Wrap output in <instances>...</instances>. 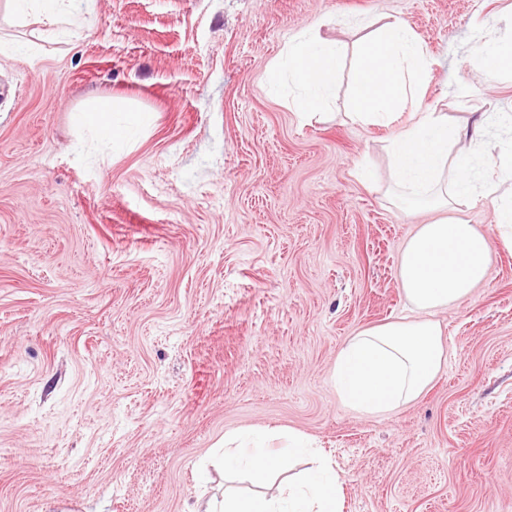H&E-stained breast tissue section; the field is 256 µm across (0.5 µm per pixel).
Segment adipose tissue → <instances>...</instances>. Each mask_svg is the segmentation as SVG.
Masks as SVG:
<instances>
[{"label": "adipose tissue", "instance_id": "1", "mask_svg": "<svg viewBox=\"0 0 512 512\" xmlns=\"http://www.w3.org/2000/svg\"><path fill=\"white\" fill-rule=\"evenodd\" d=\"M20 16L42 18L50 37H65L82 28L85 0H11ZM342 55L340 46L310 33L302 34L284 57L270 68L272 88L289 81L298 94L293 106L302 122L318 117L332 96ZM425 46L406 21L397 19L378 31L361 50L352 86L353 121L392 126L390 139L394 203L402 208L419 203L438 210L460 200L489 198L468 158L449 161L448 147L462 137L446 117L415 113L411 122L394 126V115L430 79ZM494 240L476 225L441 219L418 225L406 241L399 263V281L406 299L418 311L402 319L367 328L339 349L333 381L342 401L361 415H378L417 399L444 367L448 352L432 313L466 299L487 281ZM226 465L246 464L255 477L272 469H289L304 451L299 442L270 446L267 437L252 443L224 439ZM340 483L335 473L314 462L293 489L276 496L228 493L221 506L197 502L189 512H342Z\"/></svg>", "mask_w": 512, "mask_h": 512}]
</instances>
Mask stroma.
Returning a JSON list of instances; mask_svg holds the SVG:
<instances>
[{
  "label": "stroma",
  "instance_id": "obj_1",
  "mask_svg": "<svg viewBox=\"0 0 512 512\" xmlns=\"http://www.w3.org/2000/svg\"><path fill=\"white\" fill-rule=\"evenodd\" d=\"M75 36L39 40L0 0V512H185L225 492L226 434L312 442L343 512H512V249L435 315L449 359L415 402L366 416L331 379L342 343L414 317L398 278L416 225L390 201V130L353 122L350 74L404 19L432 79L402 112L497 118L512 149V73L470 54L512 46V0H91ZM313 30L343 50L320 121L266 85ZM108 98L148 115L124 147L77 125ZM377 173L372 183L357 165Z\"/></svg>",
  "mask_w": 512,
  "mask_h": 512
}]
</instances>
